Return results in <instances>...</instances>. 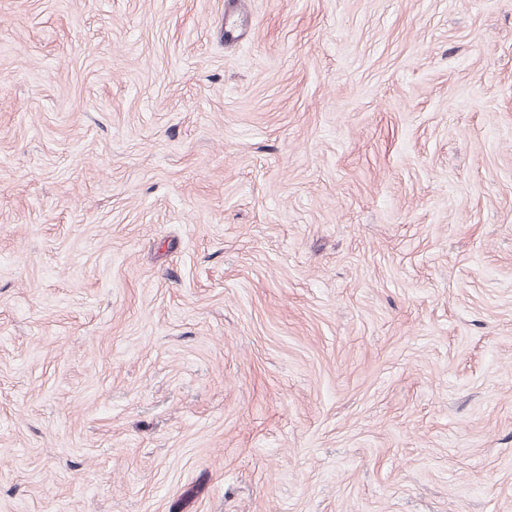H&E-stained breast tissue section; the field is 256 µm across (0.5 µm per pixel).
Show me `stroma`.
<instances>
[{
    "label": "stroma",
    "mask_w": 512,
    "mask_h": 512,
    "mask_svg": "<svg viewBox=\"0 0 512 512\" xmlns=\"http://www.w3.org/2000/svg\"><path fill=\"white\" fill-rule=\"evenodd\" d=\"M0 512H512V0H0Z\"/></svg>",
    "instance_id": "35a3bbf8"
}]
</instances>
